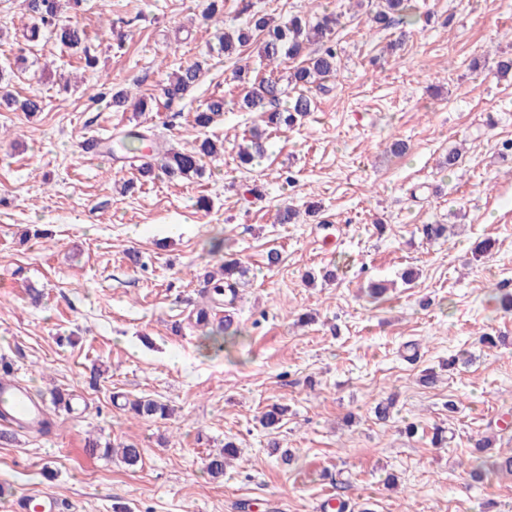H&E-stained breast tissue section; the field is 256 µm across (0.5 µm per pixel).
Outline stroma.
Wrapping results in <instances>:
<instances>
[{
  "label": "stroma",
  "instance_id": "obj_1",
  "mask_svg": "<svg viewBox=\"0 0 512 512\" xmlns=\"http://www.w3.org/2000/svg\"><path fill=\"white\" fill-rule=\"evenodd\" d=\"M253 3L277 17L336 13L341 67L316 111L244 167L237 145L258 115L228 84L238 63L258 66L257 49L217 51L242 0H224L216 22L203 21L204 0H82L63 19L86 33L93 69L55 38L27 41L24 0H0V71L16 98L43 101L32 115L0 104V359L35 396L76 397L74 411L49 408L52 434L0 439V499L317 512L340 496L348 512H512V475H469L481 441L489 457L512 450V313L498 304L512 279V74L496 71L512 57V0H412L413 24L387 30L357 0ZM202 57L207 71L171 118L157 106L162 85ZM121 89L131 102L117 109ZM219 96L223 116L196 127L195 111ZM134 127L163 150L210 137L224 152L203 176L172 179L163 150L145 176L83 149ZM397 140L405 155L391 153ZM288 206L296 222L277 223ZM424 224L455 233L429 241ZM230 258L249 275L228 305L206 275ZM372 280L385 281L383 297L368 295ZM202 308L211 329L233 320L221 353L204 346ZM430 370L432 386L421 381ZM140 397L173 416L133 417L125 403ZM275 404L287 413L271 433L259 419ZM91 438L135 444L142 461L90 455ZM228 441L237 455L212 479L203 460Z\"/></svg>",
  "mask_w": 512,
  "mask_h": 512
}]
</instances>
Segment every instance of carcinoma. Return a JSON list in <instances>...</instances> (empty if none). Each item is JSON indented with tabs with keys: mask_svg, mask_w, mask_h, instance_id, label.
Returning a JSON list of instances; mask_svg holds the SVG:
<instances>
[{
	"mask_svg": "<svg viewBox=\"0 0 512 512\" xmlns=\"http://www.w3.org/2000/svg\"><path fill=\"white\" fill-rule=\"evenodd\" d=\"M27 8L32 19L27 40L36 41L45 32L52 33L64 45L76 47L82 43V36L77 28H72L61 19V0H27ZM410 10V0H383V8L370 17L372 26L388 29L396 22H404ZM339 24V17L334 13H322L309 16L290 14L276 18L256 10L245 21L233 29H226L218 36L220 49L228 56L250 42L258 46L260 61L270 64H282L301 56L309 45L318 49L304 60L302 64L289 69L284 79L270 74L260 75L251 72L249 66L235 69L232 82L240 90L237 103L248 112L259 113L261 125L249 130V137L243 138L237 156L240 164L246 166L263 158L265 155L266 136L271 131L293 126L299 119L314 111L316 99L311 89L326 90L325 82L338 72L340 61L334 42V29ZM203 73V63L195 61L178 67L169 76L163 87L165 105L171 106L199 81ZM286 84H281V81ZM296 90L293 97H288V88ZM224 112V97L212 99L207 106L196 113L195 125L206 128ZM224 149V143L204 138L189 150H171L166 152L164 170L170 177L189 178L203 172V159L215 158ZM246 267L238 259L224 261L219 276H209L213 283V293L229 299L238 297V288L245 283ZM130 410L140 418L170 416L167 405L154 399L139 398L130 402ZM285 409L273 406L261 418L264 428L274 431L280 428ZM236 454L235 445L224 444V452L210 454L205 460L207 474L214 478L224 476L227 458ZM507 471L512 474V455L485 461L471 469L470 475L475 480L482 479L485 471Z\"/></svg>",
	"mask_w": 512,
	"mask_h": 512,
	"instance_id": "1",
	"label": "carcinoma"
}]
</instances>
